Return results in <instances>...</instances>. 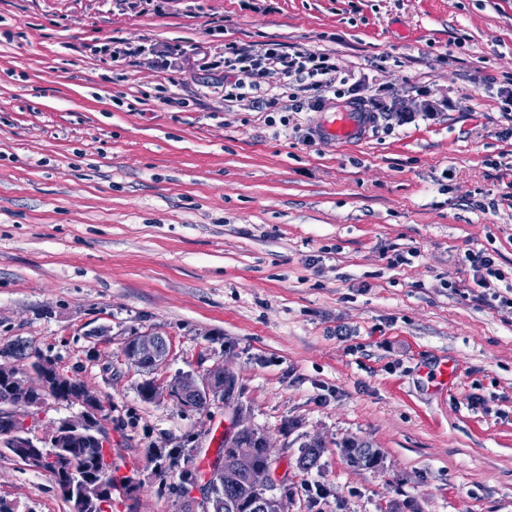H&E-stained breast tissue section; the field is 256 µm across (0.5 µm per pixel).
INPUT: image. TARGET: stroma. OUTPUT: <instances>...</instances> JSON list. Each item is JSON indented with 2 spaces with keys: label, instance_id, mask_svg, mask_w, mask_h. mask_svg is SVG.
Listing matches in <instances>:
<instances>
[{
  "label": "stroma",
  "instance_id": "obj_1",
  "mask_svg": "<svg viewBox=\"0 0 512 512\" xmlns=\"http://www.w3.org/2000/svg\"><path fill=\"white\" fill-rule=\"evenodd\" d=\"M115 38L185 58L114 64L95 48ZM232 41L328 54L344 94L313 110L299 93L300 111L225 100L223 72L198 61ZM511 89L512 0H172L141 15L0 0V349L26 343L110 400L112 466L135 478L112 512H202V490L153 455L184 449L206 482L237 417L268 436L288 512H512V313L482 300L465 260L490 253L498 291L512 286ZM394 99L434 113L369 124L358 145L317 133L325 108ZM145 333L170 346L150 372L123 354ZM218 364L237 380L228 401L140 396ZM80 411L46 398L30 433ZM348 438L379 467L350 468ZM0 498L71 512L3 448Z\"/></svg>",
  "mask_w": 512,
  "mask_h": 512
}]
</instances>
